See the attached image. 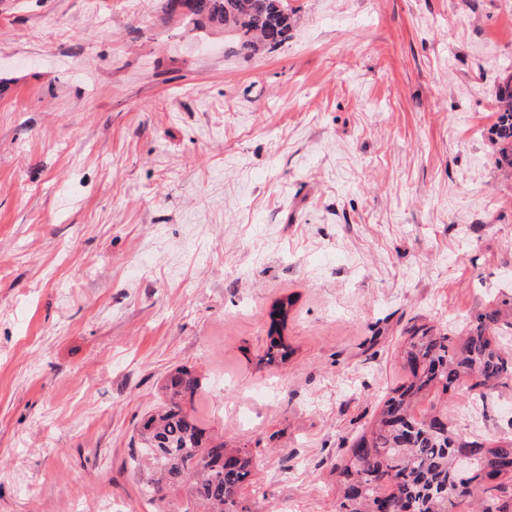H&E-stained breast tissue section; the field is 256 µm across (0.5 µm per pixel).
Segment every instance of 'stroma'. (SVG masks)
<instances>
[{"instance_id": "stroma-1", "label": "stroma", "mask_w": 512, "mask_h": 512, "mask_svg": "<svg viewBox=\"0 0 512 512\" xmlns=\"http://www.w3.org/2000/svg\"><path fill=\"white\" fill-rule=\"evenodd\" d=\"M287 5L247 57L167 0H0V512H155L133 437L178 367L251 512H336L407 330L512 321V0ZM434 413L512 434V390ZM498 111L492 136L498 145L497 163L500 169L512 173V75L497 89ZM293 303L292 297L288 296L278 300L269 312L270 328L268 337L270 341L265 354L267 363H274L277 359L285 360L290 353V348L284 339L282 329L288 318V310Z\"/></svg>"}]
</instances>
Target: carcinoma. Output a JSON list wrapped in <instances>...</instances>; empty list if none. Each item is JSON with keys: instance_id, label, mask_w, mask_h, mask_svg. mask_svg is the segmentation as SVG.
<instances>
[{"instance_id": "carcinoma-1", "label": "carcinoma", "mask_w": 512, "mask_h": 512, "mask_svg": "<svg viewBox=\"0 0 512 512\" xmlns=\"http://www.w3.org/2000/svg\"><path fill=\"white\" fill-rule=\"evenodd\" d=\"M194 14L232 36L241 51L256 54L287 38L288 9L283 0H183ZM498 111L492 136L500 169L512 173V75L497 89ZM293 305L278 300L269 312L265 360L290 353L282 334ZM512 322L489 309L475 317L463 336H449L430 326L414 327L399 356L407 380L390 390L371 427L336 464L340 486L336 512H459L468 502L473 512H512V435L485 438L448 425L441 416L414 414L433 386L457 397L482 399L512 387V357L500 337ZM199 378L178 368L162 386L165 400L142 422L140 455L150 469L146 488L165 500L164 491H184L199 512H245L243 491L254 486L253 458L242 448L213 442L184 408ZM470 452L463 470L458 457Z\"/></svg>"}]
</instances>
